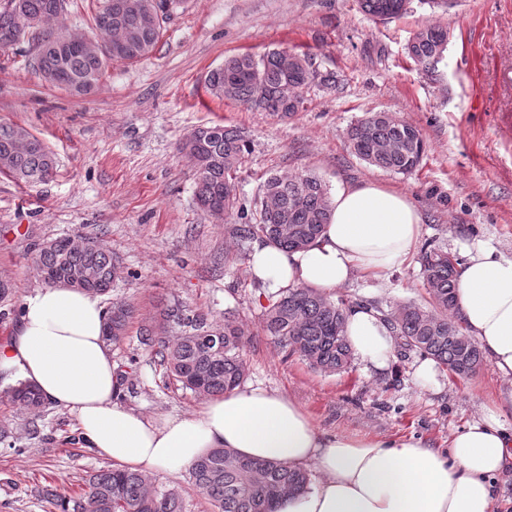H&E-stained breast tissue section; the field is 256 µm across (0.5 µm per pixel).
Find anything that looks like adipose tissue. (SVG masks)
Wrapping results in <instances>:
<instances>
[{"label": "adipose tissue", "instance_id": "adipose-tissue-1", "mask_svg": "<svg viewBox=\"0 0 512 512\" xmlns=\"http://www.w3.org/2000/svg\"><path fill=\"white\" fill-rule=\"evenodd\" d=\"M421 217L405 194L375 182L341 184L331 217L307 248L263 244L251 276L277 290L303 286L331 293L354 273L383 280L411 257ZM454 313L512 386V257L486 243L470 249L458 273ZM100 295L62 285L24 297L0 368L16 370L44 402L75 414L86 447L114 465L177 473L214 448L318 473L313 489L288 496L276 512H493L491 480L512 462V390L496 409L455 432L447 449L421 440L321 432L288 396L262 387L235 389L187 415L154 417L124 408L117 365L105 340ZM354 355L382 370L394 338L378 311L357 306L346 321Z\"/></svg>", "mask_w": 512, "mask_h": 512}]
</instances>
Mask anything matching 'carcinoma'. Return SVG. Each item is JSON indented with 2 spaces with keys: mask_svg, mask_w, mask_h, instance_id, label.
Returning a JSON list of instances; mask_svg holds the SVG:
<instances>
[{
  "mask_svg": "<svg viewBox=\"0 0 512 512\" xmlns=\"http://www.w3.org/2000/svg\"><path fill=\"white\" fill-rule=\"evenodd\" d=\"M95 24L106 46L122 23L132 51L117 56L106 50L86 53L84 37L70 34V51L57 56L49 50L61 27L59 11L69 0H0V50L27 38V55L47 84L76 97L91 94L105 69L114 61H132L150 54L165 24L185 0H96ZM368 15L387 20L407 13L404 0H361ZM448 32L439 25L420 28L408 44V56L421 70L433 74L443 61ZM316 78L304 55L277 49L256 58L239 54L224 60L206 76L217 96L264 112L286 115L299 111L302 90ZM351 151L371 166L409 174L420 165L427 145L420 131L386 112H373L348 130ZM180 150L196 172V203L218 221L237 206L236 174L249 154V141L240 130L221 124L191 132ZM57 166L55 154L27 128L0 124V174L28 185L49 180ZM331 198L326 182L310 170L267 177L260 187L251 223L234 225L229 234L242 241L258 239L289 251L311 244L328 223ZM88 247L61 237L39 249L38 274L47 285L66 284L99 295L109 293L117 280L112 252L96 237ZM429 306L405 302L383 313L403 348L434 360L460 378L473 376L485 355L453 316L457 260L448 251L427 242L422 248ZM354 303L334 299L313 288H281L269 298L261 316L262 330L278 352L298 356L311 368L337 373L349 367L353 352L345 336L348 312ZM134 307L114 302L109 308L105 339L121 343L127 336ZM141 344L163 370V377L194 394L218 397L244 382L248 367L244 334L233 314L216 325L178 298L163 311L160 332L140 333ZM0 399L37 416L44 408L36 389L16 380L0 389ZM192 484L204 494L214 512H274L277 501L308 488L309 476L285 463L239 456L228 448H214L189 468ZM38 494L58 512H186L181 487L163 484L143 471L103 469L85 479L77 496L61 495L45 485Z\"/></svg>",
  "mask_w": 512,
  "mask_h": 512,
  "instance_id": "carcinoma-1",
  "label": "carcinoma"
}]
</instances>
